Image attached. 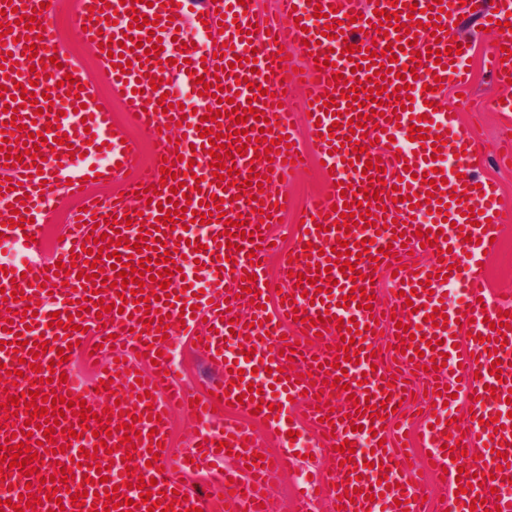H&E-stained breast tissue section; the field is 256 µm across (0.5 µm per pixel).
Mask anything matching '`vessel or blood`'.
Instances as JSON below:
<instances>
[{
  "label": "vessel or blood",
  "instance_id": "obj_1",
  "mask_svg": "<svg viewBox=\"0 0 512 512\" xmlns=\"http://www.w3.org/2000/svg\"><path fill=\"white\" fill-rule=\"evenodd\" d=\"M41 0H0V8L12 5L34 16L33 29L16 25L4 35L5 47L0 59L6 66L18 67L16 82L34 83L40 100L41 115L31 108L5 111L11 97L0 98V123L15 121L20 131L15 138L26 142L29 132L50 131L52 138L39 150L44 162L33 167L31 156L23 160L6 159L0 151V233L10 242L22 246L27 253L26 266H9L0 273V289L16 292L14 303L0 301V364L7 370L20 371L16 383L0 381V446L15 442L30 446L36 454L38 480H28L23 469L0 472V512H13L20 501H27L26 512H79L72 503L73 492L86 491V504L95 512H105L106 503H114L116 512H147L140 500L136 484L139 478L156 479L163 505L174 512H213L215 498H223L227 512H266L272 499L271 482L280 473L298 466L300 459L286 438L284 422L291 406L302 408L313 436L310 440V470L327 461L324 478L298 492V512H312L315 502H329L338 512H367L371 495L384 494L392 502V512H512V422L497 425L493 418L512 395V329L501 326L504 313L512 314V301L493 299L482 277L487 251L493 250V238L501 233L500 210L493 188L483 183L478 173L481 154L469 134L456 121L457 100L446 89L466 82V57L461 49L464 39L453 40L452 54L434 57L428 47L436 39L445 38L461 15L473 12L486 19L490 30L487 47L490 72L496 92L488 99L489 107L512 119V32H499L497 22L506 21L512 13V0H450L442 16L441 31H433L436 23L426 9L433 0H417L422 10L423 27L417 32L416 46H405L396 57L383 56L390 39L396 38L394 21L384 22L382 30H373V11L350 23L344 16L351 11L350 0H278L275 13L257 15L254 0H190L189 7L178 6L176 0H152L151 4H135L134 0H80V23L83 36L92 44L110 39L109 52L99 60L125 107V123L113 126L112 114L101 108L85 70L62 51L56 50V39L48 26L47 11ZM329 10V17H316V7ZM158 16L162 29L163 50L159 54L164 68H153L150 79L141 78L135 67L119 68V46L123 37H139L132 28L133 12ZM110 25H103V18ZM339 25L342 35L324 38L325 26ZM223 27V44L204 42L203 34ZM41 38L43 47L36 58H15L31 39ZM367 48L377 46L379 53L371 57L368 68L353 70L346 44ZM300 49V65L277 60V53ZM420 60H413V52ZM256 64H249V57ZM45 65L43 78H35L32 69ZM392 69L393 86L398 97L384 98L379 115H372L365 105V92L357 97L359 109L348 106L340 92L369 80L371 88L382 87L379 67ZM409 75H402V68ZM205 75L206 83H220L217 96L200 94L194 73ZM162 78L159 86H151V78ZM441 81L440 90L427 86ZM194 93L196 114L183 115L170 109L157 110L162 93L180 94L182 88ZM264 88V96H256V88ZM305 88L310 100V118L306 121V145L292 144L288 154H274L272 161H257L256 151L265 150L259 142V130L249 135L224 137V144L245 147L247 137L258 145L234 156L232 163L240 172L255 169L268 176L264 186H231L220 188L210 168L208 138L198 131L199 124L214 128L230 126L229 107L255 108L265 117H278L271 138L291 134V115L279 110L284 94ZM412 98L411 109L398 110L396 101ZM220 110L218 121H202L207 109ZM365 115L366 121L356 130H348V120ZM420 117L421 127L429 129L430 139L410 140L411 117ZM141 130L155 138L158 158L138 177L121 180L122 169L131 168L133 152L124 141L127 127ZM358 135V142L347 139ZM66 144H59V137ZM108 145L107 163L87 162L96 146ZM367 148L372 157L386 159L385 172L366 168L364 160L354 157V146ZM313 157L322 161L329 187V198L306 206L301 217L304 228L298 231L287 251L277 252L272 227L280 223L284 210L278 209L279 194L275 184L296 172V159ZM172 172L162 179L161 167ZM443 171L434 185L424 184L423 173L432 168ZM98 184L119 182L118 195L102 202L87 195L89 177ZM160 186L162 197L174 201L190 199L191 209L205 213L212 197H223V212L228 219L245 221L248 239L227 238L225 222L188 227L157 226L156 204L150 203L147 188ZM378 191L387 219L395 228L376 230L373 217H366L351 227L349 242L369 239L368 252L356 259L361 270L360 282L372 295L371 308L343 306L344 295L354 285L339 269L329 268L325 252L336 246L338 208L343 205V186ZM78 197L84 212L82 225L69 224L54 251L46 249V222L56 192ZM466 199L453 203V192ZM400 202H393V195ZM478 209V217L468 216V208ZM24 212L25 228H10L6 222L13 210ZM144 227L158 238L177 244L172 253L178 271L170 278L168 289L159 281H146L144 293H155L156 301L138 303L123 301L119 278L114 270L115 255L127 256L131 266L140 258H164V251L135 252V230ZM443 230L444 239L436 245H422L421 231ZM123 244H116V237ZM102 244L103 254L95 265H87V251ZM201 251H194V244ZM317 252L305 256L306 245ZM388 256H381V249ZM451 250L453 261L440 260L439 250ZM424 251L425 260L406 267L408 253ZM279 253L281 261L277 291L266 287L262 275L265 260ZM75 264L68 277L46 275L55 263ZM100 267L101 286L85 288L83 277L92 267ZM204 270L209 288L201 296L188 291L189 273ZM447 270V279H439L438 270ZM304 273V281H295L296 273ZM251 275L243 284V275ZM392 278L397 294L392 302L377 298L376 279ZM455 289L458 300L441 305L446 289ZM412 299H405V292ZM178 298L177 307L165 305L163 295ZM110 305L109 313L96 315L97 301ZM246 306L255 316L256 326L233 319L231 311ZM444 306L447 325L438 327L425 322L434 307ZM194 307L195 313L181 317V307ZM169 315L166 334H159L161 315ZM73 320V328L52 326V316ZM355 319L365 330V337L355 340L360 350L359 361L346 359L340 347L342 333L339 322ZM405 324L406 332H397V324ZM194 336L196 350L214 373L204 382L205 392L193 396L175 377L180 337ZM467 336L466 344H455V336ZM437 337L438 351L447 356L446 366L434 369L430 363L434 352L427 350L426 340ZM45 342V353H37L35 345ZM65 349L67 361L49 369L58 349ZM37 360L41 371L34 372L29 360ZM499 363L502 373L493 376L492 363ZM65 375V382L50 381L51 373ZM343 377L344 387H336V377ZM418 379L424 395H416L409 387L410 379ZM264 388L265 403H279L278 411H257L254 401L245 393L248 387ZM36 389L40 396H60L69 400L64 412H48L58 420L60 430L52 441H44L43 430L28 423L25 405L14 406L8 399ZM466 391L471 415L457 416L448 400L452 393ZM417 399L426 423L418 440L428 475L415 477L410 460L403 452L404 428L397 403ZM90 407L94 417H79L82 407ZM191 417L196 431L191 445L200 461L220 459L226 466L213 470L208 486H191L180 477L182 458L174 456L169 441V428L174 416ZM269 422L266 439L273 444L263 464H255L252 452L258 441L249 427L250 421ZM133 425L138 437L124 442L125 425ZM81 438H74V431ZM106 434V450L97 452L95 467L81 469L83 453L96 444L97 434ZM355 444L351 457L337 450L344 441ZM158 467H147L150 458ZM371 467H364V460ZM382 469H375V462ZM107 475H100V467ZM73 470L74 479H65L63 469ZM480 485H472L473 477ZM467 493H460V484ZM135 508H127V501Z\"/></svg>",
  "mask_w": 512,
  "mask_h": 512
}]
</instances>
